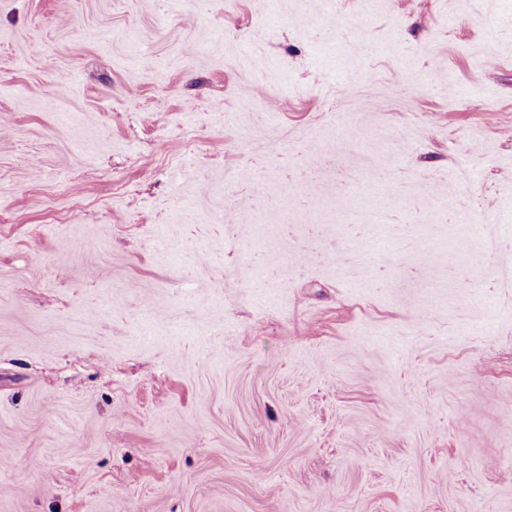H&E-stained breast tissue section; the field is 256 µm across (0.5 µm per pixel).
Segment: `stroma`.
<instances>
[{
	"mask_svg": "<svg viewBox=\"0 0 512 512\" xmlns=\"http://www.w3.org/2000/svg\"><path fill=\"white\" fill-rule=\"evenodd\" d=\"M1 458L0 512H512V0H0Z\"/></svg>",
	"mask_w": 512,
	"mask_h": 512,
	"instance_id": "stroma-1",
	"label": "stroma"
}]
</instances>
